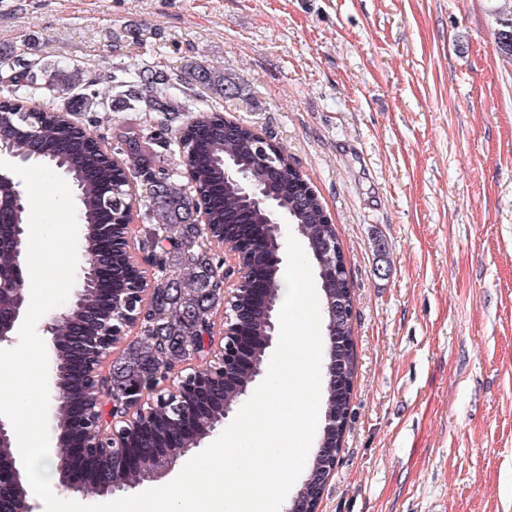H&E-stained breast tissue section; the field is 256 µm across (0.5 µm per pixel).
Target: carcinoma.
Masks as SVG:
<instances>
[{
    "label": "carcinoma",
    "mask_w": 512,
    "mask_h": 512,
    "mask_svg": "<svg viewBox=\"0 0 512 512\" xmlns=\"http://www.w3.org/2000/svg\"><path fill=\"white\" fill-rule=\"evenodd\" d=\"M497 45L512 52V18L501 23ZM34 66L21 51L0 54V141L28 164L68 178L84 226L82 252L100 259L54 321L57 429L67 445L98 441V447L83 451L80 491H107L112 481L128 490L151 480L156 456L145 449L169 450V435L183 413L193 417L183 434L186 447L196 448L209 437L224 422V411L238 408L250 393L254 363L266 357L271 312L267 300L251 293L238 299L248 310L245 320L227 324L229 333L238 332L245 341L239 361L226 372L224 356L211 352L213 315L224 306L230 276L227 257L212 237L238 229L236 236L248 242L241 259L253 280L271 284L278 309L283 241L265 228L285 209L316 270L325 327L346 339L353 326L336 317V307L342 297H352L351 288L338 277L341 249L326 246L338 238L336 226L285 150L247 127L226 130L224 116L199 93L203 87L225 97L240 94V86L223 73L190 62L173 77L157 64L120 63L106 73L68 74L59 68L40 83L31 76ZM56 96L64 99L62 107L43 106L44 99ZM98 106L158 113L160 119L107 144L62 150V143L84 131L83 124L97 122L92 108ZM56 111L77 115V122L59 119ZM200 124L211 127L208 137L192 135ZM135 220L134 239L149 272L134 263L123 240L125 225ZM28 241L27 210L14 219L10 189L0 187V278L10 277ZM73 314L83 319L88 335H112L114 346L131 338L101 378L85 375L77 382L72 376ZM189 361L209 363L203 381L174 375L176 366ZM336 363L344 372L326 380L325 414L348 409L352 397L354 352L336 346ZM76 404L92 408L93 420H75ZM130 413L133 420L116 421L117 434L108 437L109 419ZM344 431L342 425L336 434L322 435L311 456L308 489H321Z\"/></svg>",
    "instance_id": "cac0c4a2"
}]
</instances>
